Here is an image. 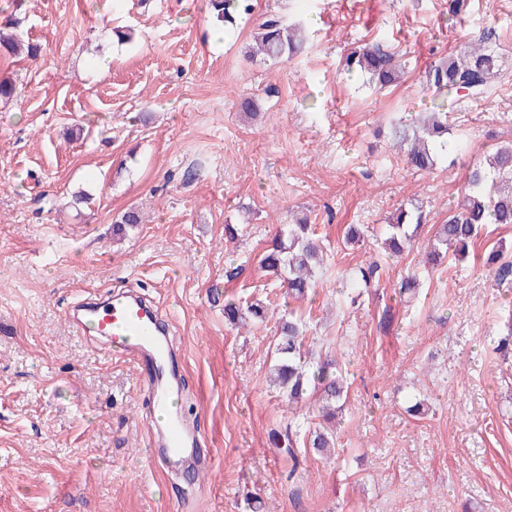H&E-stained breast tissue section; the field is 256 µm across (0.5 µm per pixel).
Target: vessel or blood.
<instances>
[{
  "mask_svg": "<svg viewBox=\"0 0 512 512\" xmlns=\"http://www.w3.org/2000/svg\"><path fill=\"white\" fill-rule=\"evenodd\" d=\"M85 332L105 337L112 355L135 361L141 369V389L152 406L165 410L158 432L161 456L168 461L193 455L197 429L181 411L172 407L171 396L179 380L174 369L173 346L156 310L135 297L85 307Z\"/></svg>",
  "mask_w": 512,
  "mask_h": 512,
  "instance_id": "b4317fda",
  "label": "vessel or blood"
}]
</instances>
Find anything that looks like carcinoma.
Instances as JSON below:
<instances>
[{"label": "carcinoma", "mask_w": 512, "mask_h": 512, "mask_svg": "<svg viewBox=\"0 0 512 512\" xmlns=\"http://www.w3.org/2000/svg\"><path fill=\"white\" fill-rule=\"evenodd\" d=\"M218 2L226 17L252 11L251 0ZM257 30L255 53L272 60L297 56L308 40L301 23H290L275 14L262 17ZM0 51L10 55H33L38 53V48L23 43L15 35L6 37L0 32ZM405 67L406 61L399 52L373 44L352 50L343 61V70L366 73L381 87L395 82ZM506 79L499 56L483 39L467 41L431 65L425 72V87L435 98L433 110L418 124H401L392 133L394 147L406 151L407 166L427 173L435 167L439 152L448 149L449 97L463 91L468 98L487 100L497 94ZM424 223L426 215L422 207L400 204L392 221L386 225L391 252L399 256L413 248ZM483 224H512V144L497 147L472 167L466 177V196L448 210V218L437 228L427 262L436 265L450 252L457 256L466 254ZM501 258V251L494 250L487 259V266L495 271L500 281L512 271V263H502ZM322 263L323 248L306 216L280 232L260 261L264 271L277 278L285 296L293 301L304 300L316 292L314 277ZM268 315V306L260 301L244 306L235 302L224 304V317L233 324L262 323ZM275 351L278 357L274 367L275 382L288 403L301 402L310 390L318 392L319 411L325 421H331L336 414V404L346 395L345 378L337 360L325 356L310 361L302 324L292 318L281 322ZM304 437V445L317 453L335 447L336 436L325 427L309 429Z\"/></svg>", "instance_id": "obj_1"}]
</instances>
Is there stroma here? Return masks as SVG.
Instances as JSON below:
<instances>
[{
    "instance_id": "1",
    "label": "stroma",
    "mask_w": 512,
    "mask_h": 512,
    "mask_svg": "<svg viewBox=\"0 0 512 512\" xmlns=\"http://www.w3.org/2000/svg\"><path fill=\"white\" fill-rule=\"evenodd\" d=\"M305 22L289 61L250 58L254 19L229 38L211 0H0L37 57L0 55V512H512V224L485 225L462 259L390 256L397 204L430 221L456 203L468 167L512 142V82L454 106L451 149L410 170L386 130L425 111L427 68L493 29L512 69V0H253ZM127 28L129 41L112 38ZM407 59L385 90L345 75L351 48ZM196 169L198 176L184 182ZM140 224L114 236L115 218ZM307 216L325 247L316 294L286 302L260 260ZM364 236L349 243V225ZM235 237H228L227 227ZM382 266L367 288L349 278ZM415 275V295L398 284ZM135 293L157 307L178 357L181 410L200 431L203 474L164 466L139 372L71 319L72 306ZM274 312L237 328L225 300ZM306 322L347 377L336 451L272 447L289 410L269 380L279 316ZM422 402L423 412L409 413Z\"/></svg>"
}]
</instances>
